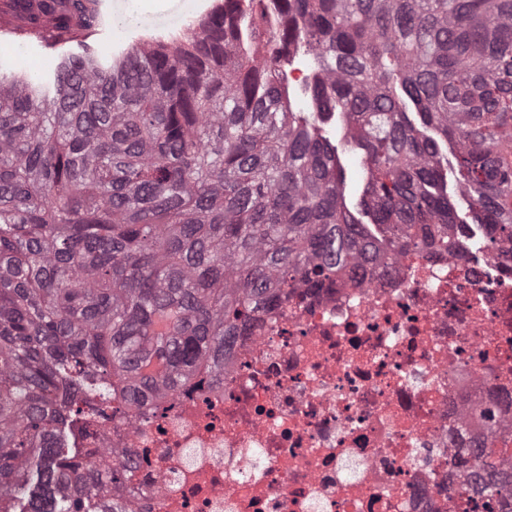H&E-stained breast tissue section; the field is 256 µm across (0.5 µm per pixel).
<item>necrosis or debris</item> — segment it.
Wrapping results in <instances>:
<instances>
[{
	"instance_id": "necrosis-or-debris-1",
	"label": "necrosis or debris",
	"mask_w": 512,
	"mask_h": 512,
	"mask_svg": "<svg viewBox=\"0 0 512 512\" xmlns=\"http://www.w3.org/2000/svg\"><path fill=\"white\" fill-rule=\"evenodd\" d=\"M409 252L299 283L224 374L92 428L125 512H511L459 484L512 441V256ZM476 455L482 473H495L503 469V465L512 456V443L509 444L507 440L498 441L495 433H492L490 440L476 450Z\"/></svg>"
}]
</instances>
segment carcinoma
Instances as JSON below:
<instances>
[{
    "instance_id": "carcinoma-1",
    "label": "carcinoma",
    "mask_w": 512,
    "mask_h": 512,
    "mask_svg": "<svg viewBox=\"0 0 512 512\" xmlns=\"http://www.w3.org/2000/svg\"><path fill=\"white\" fill-rule=\"evenodd\" d=\"M14 2L35 29L99 23L96 0ZM300 53L315 111L362 154L370 225L292 109ZM429 129L473 222L512 243V0H220L122 58L0 70V512H121L104 491L125 466L83 447L91 425L201 362L223 374L224 346L295 283L456 248ZM476 455L495 473L512 443ZM473 492L512 498V481Z\"/></svg>"
}]
</instances>
